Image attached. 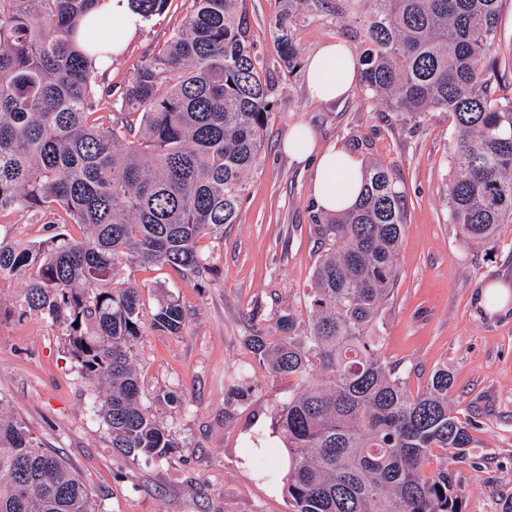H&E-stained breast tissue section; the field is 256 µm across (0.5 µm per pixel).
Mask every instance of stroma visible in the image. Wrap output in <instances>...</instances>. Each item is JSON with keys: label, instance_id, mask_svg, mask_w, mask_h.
I'll use <instances>...</instances> for the list:
<instances>
[{"label": "stroma", "instance_id": "obj_1", "mask_svg": "<svg viewBox=\"0 0 512 512\" xmlns=\"http://www.w3.org/2000/svg\"><path fill=\"white\" fill-rule=\"evenodd\" d=\"M189 6V0H169L113 59L104 83L122 91L133 63L167 40ZM283 8V0L246 2L250 36L272 63L273 115L237 223L225 227L223 241L202 246L212 274L185 278L167 266L124 265L114 279L140 287L147 310L174 299L185 313L180 334L148 327L131 344L143 405L172 448L157 460L113 451L65 325L21 315L26 281L20 276L0 280V396L38 442L81 474L98 512H292L287 452L274 423L295 384L271 376L245 340L253 329H273L284 313L301 333L311 320L319 210L311 168L282 148L287 130L303 124L319 144L342 145L362 162L391 170L406 219L398 282L382 313L381 351L385 361L400 365L413 392L425 388L438 367H448L454 412L470 424L474 442L464 458L439 453L432 463L447 468L463 512H502L512 504V223L501 225L493 249L466 240L449 223L445 189L455 126L448 113L395 112L358 83L343 100H312L308 56L336 39L358 49L356 27L326 0H304L291 25L298 62L279 66L275 22ZM499 26L491 83L499 95L511 96L512 0H503ZM246 366L252 389L241 398L228 381Z\"/></svg>", "mask_w": 512, "mask_h": 512}]
</instances>
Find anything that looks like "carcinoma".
Masks as SVG:
<instances>
[{
    "instance_id": "cac0c4a2",
    "label": "carcinoma",
    "mask_w": 512,
    "mask_h": 512,
    "mask_svg": "<svg viewBox=\"0 0 512 512\" xmlns=\"http://www.w3.org/2000/svg\"><path fill=\"white\" fill-rule=\"evenodd\" d=\"M98 0H0V216L50 217L38 242L0 238V279L29 274L24 312L67 328L112 448L157 459L172 442L140 401L131 342L144 325L177 334L174 301L145 316L140 289L113 288L126 263L209 271L200 241L224 240L273 114L246 0H190L179 29L133 65L119 108L106 111L93 46L81 36ZM150 21L168 0H130ZM502 0H336L366 49L361 82L395 112L452 116L455 173L445 196L459 234L495 246L512 221V97L488 87ZM291 66L299 47L278 37ZM75 233L53 232L57 221ZM405 205L383 164L364 165L356 205L315 225L323 248L300 334L285 313L276 335L247 347L269 374L295 381L277 412L290 459L292 512H462L433 451L462 454L468 427L453 415L448 367L413 394L384 362L379 327L398 281ZM0 512H96L85 482L3 411Z\"/></svg>"
}]
</instances>
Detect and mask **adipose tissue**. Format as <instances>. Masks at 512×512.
<instances>
[{
    "instance_id": "adipose-tissue-1",
    "label": "adipose tissue",
    "mask_w": 512,
    "mask_h": 512,
    "mask_svg": "<svg viewBox=\"0 0 512 512\" xmlns=\"http://www.w3.org/2000/svg\"><path fill=\"white\" fill-rule=\"evenodd\" d=\"M91 34L103 50L95 61L97 68L111 66L122 54L142 25L128 0H99L89 16ZM357 77L354 53L347 43H323L306 65V80L311 97L333 101L346 95ZM283 149L297 160L314 158L312 193L324 213H342L358 201L363 184V164L340 146L318 147L311 130L304 126L290 129L282 141Z\"/></svg>"
}]
</instances>
